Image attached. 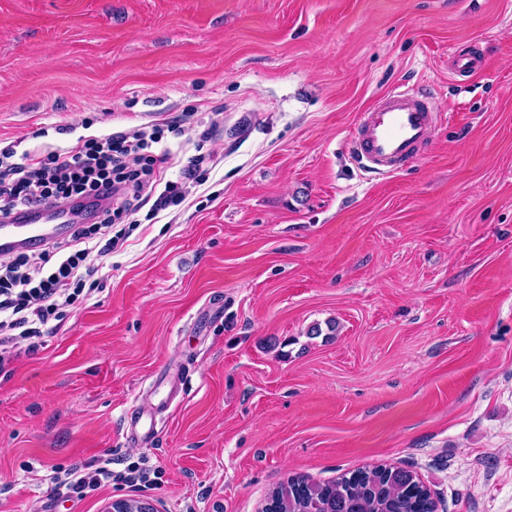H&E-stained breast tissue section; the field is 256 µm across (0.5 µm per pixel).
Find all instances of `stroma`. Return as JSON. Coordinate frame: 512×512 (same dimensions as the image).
I'll use <instances>...</instances> for the list:
<instances>
[{
    "label": "stroma",
    "instance_id": "1",
    "mask_svg": "<svg viewBox=\"0 0 512 512\" xmlns=\"http://www.w3.org/2000/svg\"><path fill=\"white\" fill-rule=\"evenodd\" d=\"M398 83L440 119L375 178L349 138ZM154 127L175 202L0 369V512H261L376 465L512 512V0H0V152ZM107 459L157 477L56 494Z\"/></svg>",
    "mask_w": 512,
    "mask_h": 512
}]
</instances>
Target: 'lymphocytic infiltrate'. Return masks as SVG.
Masks as SVG:
<instances>
[{
  "mask_svg": "<svg viewBox=\"0 0 512 512\" xmlns=\"http://www.w3.org/2000/svg\"><path fill=\"white\" fill-rule=\"evenodd\" d=\"M160 140L159 130L140 128L88 139L39 161L0 159V221L36 205L84 199L102 205L95 223L75 225L70 239L48 243L39 256L0 258V366L75 302L84 287L82 268L91 254H111L107 238L116 219L134 213V198L156 189L160 204L169 203L174 185L158 183L167 156L149 152Z\"/></svg>",
  "mask_w": 512,
  "mask_h": 512,
  "instance_id": "f902f5d3",
  "label": "lymphocytic infiltrate"
}]
</instances>
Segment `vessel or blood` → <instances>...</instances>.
Listing matches in <instances>:
<instances>
[{
	"instance_id": "obj_1",
	"label": "vessel or blood",
	"mask_w": 512,
	"mask_h": 512,
	"mask_svg": "<svg viewBox=\"0 0 512 512\" xmlns=\"http://www.w3.org/2000/svg\"><path fill=\"white\" fill-rule=\"evenodd\" d=\"M434 114L423 94L397 85L389 89L353 129V161L382 177L409 166L432 135ZM78 217L67 206H42L0 223V254L26 251L54 239Z\"/></svg>"
}]
</instances>
